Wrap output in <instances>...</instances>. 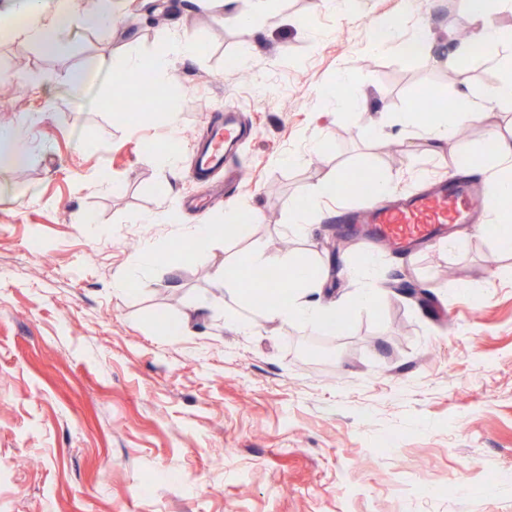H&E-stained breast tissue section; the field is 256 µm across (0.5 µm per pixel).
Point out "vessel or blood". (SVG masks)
Returning a JSON list of instances; mask_svg holds the SVG:
<instances>
[{
  "label": "vessel or blood",
  "instance_id": "obj_1",
  "mask_svg": "<svg viewBox=\"0 0 512 512\" xmlns=\"http://www.w3.org/2000/svg\"><path fill=\"white\" fill-rule=\"evenodd\" d=\"M251 134L233 113H225L199 146L192 176L209 179L223 168L226 149ZM481 198L479 184L451 178L408 197H366L364 206L348 214L344 222L360 249L377 248L407 256L430 241L446 237L454 225L477 222Z\"/></svg>",
  "mask_w": 512,
  "mask_h": 512
}]
</instances>
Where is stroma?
Segmentation results:
<instances>
[{"label":"stroma","instance_id":"stroma-1","mask_svg":"<svg viewBox=\"0 0 512 512\" xmlns=\"http://www.w3.org/2000/svg\"><path fill=\"white\" fill-rule=\"evenodd\" d=\"M400 4L269 0L236 25L202 0H126L114 24L62 26L49 56L11 34L0 0V126L18 128L22 150L0 161V512H512V255L467 225L453 251L334 247L337 220L363 204L351 195L326 201L305 235L288 226L338 165L380 171L399 196L455 174L454 155L412 138L402 115L428 89L486 100L499 73L452 59L458 0H424L404 24L430 28L431 56L370 51V28ZM186 39L195 52L173 58L127 124L109 103L130 81L102 60ZM342 72L377 135L331 104ZM224 108L256 134L213 195L189 170ZM171 136L173 163L147 161L145 146ZM193 196L204 217L186 208ZM236 199L260 222L194 247L168 288L167 257L194 246L198 221L226 224ZM282 238L316 259L344 332L225 293V258L277 253ZM367 285L383 290L377 305L357 302ZM185 314V336L158 331Z\"/></svg>","mask_w":512,"mask_h":512}]
</instances>
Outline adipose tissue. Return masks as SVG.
I'll return each instance as SVG.
<instances>
[{
  "label": "adipose tissue",
  "instance_id": "ef3b65f1",
  "mask_svg": "<svg viewBox=\"0 0 512 512\" xmlns=\"http://www.w3.org/2000/svg\"><path fill=\"white\" fill-rule=\"evenodd\" d=\"M503 0H461L460 10L469 24L473 25L472 39L483 49L484 57L499 71L501 78L492 90V101L512 104V54H501L502 43L512 41V32L498 29L493 18ZM57 9L51 16L41 17L21 27L20 33L35 40L41 50L48 55L59 52L58 30L61 23L71 20V0H56ZM420 0H402L399 16L380 20L368 40L372 50L394 49L407 56L424 57L430 54L433 42L426 29H418L412 35L402 33V20L414 10L420 9ZM490 114L482 105L469 99H461L450 110L437 113L433 120H424L420 113L407 112L403 115L405 127L428 143L432 151L442 153L454 151L455 133L459 126L472 121L489 119ZM455 166L460 170L481 168L488 173L492 184V194L487 201L494 215V226L498 230L495 242L503 252L512 253V139L497 133H490L486 142L464 153H456ZM358 179L357 174L344 168L331 170L320 186L308 208H292L288 211V222L296 233H303L312 214L326 198L345 195L349 185ZM309 259L292 254L276 255L263 251L248 253L245 260H225L220 276L226 292L243 293L249 291L247 277L251 270L274 266L293 280V286L276 304L267 306L266 313L282 323L311 321L332 334L343 332L344 324L336 320V308L321 303L318 299L321 275L309 278L300 277L299 272L309 267Z\"/></svg>",
  "mask_w": 512,
  "mask_h": 512
}]
</instances>
